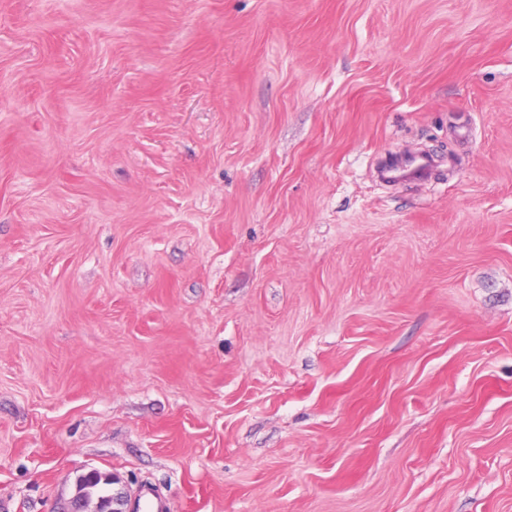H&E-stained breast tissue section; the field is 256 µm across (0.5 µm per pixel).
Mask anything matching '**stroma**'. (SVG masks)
<instances>
[{
    "mask_svg": "<svg viewBox=\"0 0 512 512\" xmlns=\"http://www.w3.org/2000/svg\"><path fill=\"white\" fill-rule=\"evenodd\" d=\"M93 468L512 512V0H0V512ZM430 170V160L425 156H407L388 164L381 171V178L387 182L416 181L425 177Z\"/></svg>",
    "mask_w": 512,
    "mask_h": 512,
    "instance_id": "35a3bbf8",
    "label": "stroma"
}]
</instances>
